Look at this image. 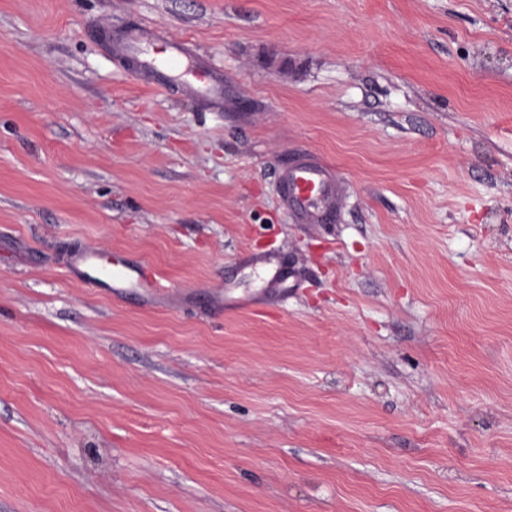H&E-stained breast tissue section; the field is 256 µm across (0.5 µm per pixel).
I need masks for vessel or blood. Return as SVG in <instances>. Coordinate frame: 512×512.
Here are the masks:
<instances>
[{"instance_id":"1","label":"vessel or blood","mask_w":512,"mask_h":512,"mask_svg":"<svg viewBox=\"0 0 512 512\" xmlns=\"http://www.w3.org/2000/svg\"><path fill=\"white\" fill-rule=\"evenodd\" d=\"M126 53L135 56L143 71L150 73L158 87L187 83L189 91L203 99L220 104L224 101V78L204 69L193 68L185 61L182 43L166 41L162 31H143L124 45ZM281 187L280 203L302 224H329L335 221L339 190L335 171L320 163L296 159L278 171ZM84 280L95 288H145L157 296L169 287L148 272L147 263L122 264L105 270L98 266L94 252L82 256Z\"/></svg>"}]
</instances>
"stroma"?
<instances>
[{
  "label": "stroma",
  "mask_w": 512,
  "mask_h": 512,
  "mask_svg": "<svg viewBox=\"0 0 512 512\" xmlns=\"http://www.w3.org/2000/svg\"><path fill=\"white\" fill-rule=\"evenodd\" d=\"M0 512H512V0H0ZM157 42L166 43L165 58H158ZM126 53L135 56L143 71L150 73L156 86L167 89L178 82H189L188 90L216 104L224 103V76L185 64L186 51L181 42L168 41L161 30L141 31L125 44ZM280 203L299 224H331L336 221L339 190L336 172L325 165L296 159L278 171ZM84 270L80 275L93 288H146L157 296L165 295L169 286L160 278L148 273V263L138 265H116L112 270H102L97 264V256L92 251H85L82 256Z\"/></svg>",
  "instance_id": "35a3bbf8"
}]
</instances>
